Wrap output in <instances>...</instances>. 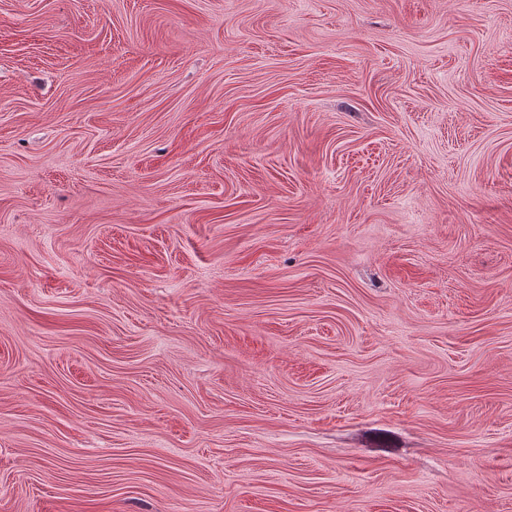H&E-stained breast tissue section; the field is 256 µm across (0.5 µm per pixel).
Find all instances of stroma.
<instances>
[{
  "instance_id": "stroma-1",
  "label": "stroma",
  "mask_w": 512,
  "mask_h": 512,
  "mask_svg": "<svg viewBox=\"0 0 512 512\" xmlns=\"http://www.w3.org/2000/svg\"><path fill=\"white\" fill-rule=\"evenodd\" d=\"M0 512H512V0H0Z\"/></svg>"
}]
</instances>
